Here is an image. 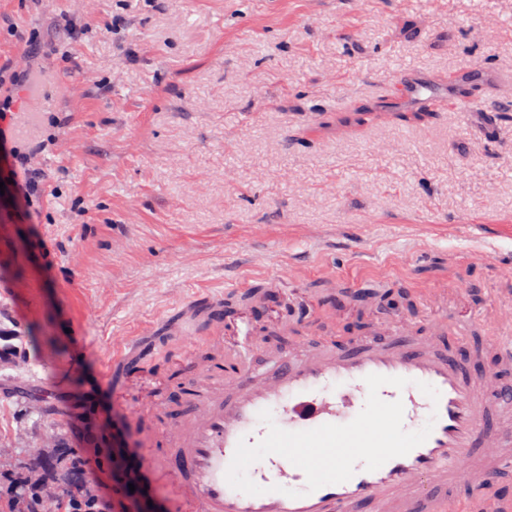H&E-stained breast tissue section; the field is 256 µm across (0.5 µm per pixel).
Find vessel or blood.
Returning a JSON list of instances; mask_svg holds the SVG:
<instances>
[{"instance_id":"1","label":"vessel or blood","mask_w":512,"mask_h":512,"mask_svg":"<svg viewBox=\"0 0 512 512\" xmlns=\"http://www.w3.org/2000/svg\"><path fill=\"white\" fill-rule=\"evenodd\" d=\"M466 79L463 72L450 83L398 73L397 103L409 111L429 108L452 98ZM208 303L215 361L186 373L184 421L175 430H156L143 468L150 478L170 482L179 512H512L511 502L487 492L495 472L512 467L507 455L490 460L484 487L473 497L461 499L454 493L469 478L475 454L497 442L488 418L512 414V397L493 389L490 376L474 374L455 352L424 349L415 323L390 315L385 337H318L309 353L282 352L259 370L238 356L254 333L249 318L225 321L221 298ZM226 336L239 337V344H223ZM492 348L503 362H512V308L502 315ZM371 374L407 379L401 389L381 387L379 396L386 402L402 401L407 431L433 420L424 443L374 471L356 464L348 481L312 492L306 489L304 472L278 455L249 468L263 494L230 487L225 475L239 440L253 444L268 431L261 411L270 410L276 425L287 431L349 423L365 405V378ZM228 384L234 387L229 397L224 394ZM291 489L296 497H288Z\"/></svg>"}]
</instances>
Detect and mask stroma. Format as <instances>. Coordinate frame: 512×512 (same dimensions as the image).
<instances>
[{
  "mask_svg": "<svg viewBox=\"0 0 512 512\" xmlns=\"http://www.w3.org/2000/svg\"><path fill=\"white\" fill-rule=\"evenodd\" d=\"M1 62L24 76L0 94L45 180L25 221L0 194V332L15 350L0 367L5 459L56 429L81 447L73 412H95L98 391L112 397L98 435L147 457L116 350L154 337L195 292L261 285L272 263L313 312L290 336L268 303L254 366L306 350L314 331L357 335L338 284L404 294L399 312L429 335L439 279L443 315L469 322L492 365L489 315L512 305V282L461 255H512V100L475 79L489 113L388 102L400 71L450 81L478 66L512 82V0H0ZM204 338L171 337L147 361L157 397L178 401ZM95 477L113 512H175L163 480L128 492L111 451Z\"/></svg>",
  "mask_w": 512,
  "mask_h": 512,
  "instance_id": "35a3bbf8",
  "label": "stroma"
}]
</instances>
